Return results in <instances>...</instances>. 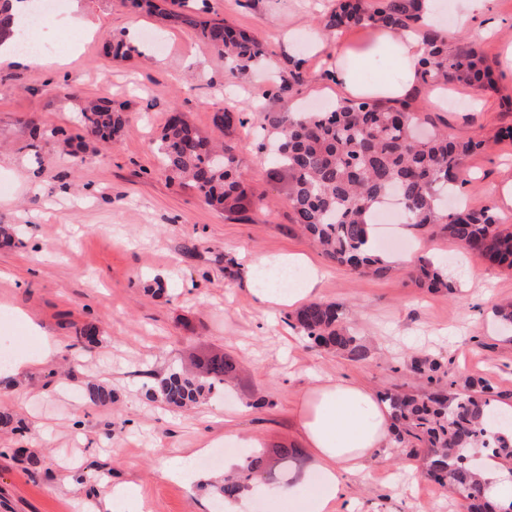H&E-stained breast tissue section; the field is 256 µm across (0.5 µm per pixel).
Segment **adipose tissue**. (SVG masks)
Listing matches in <instances>:
<instances>
[{"label": "adipose tissue", "mask_w": 512, "mask_h": 512, "mask_svg": "<svg viewBox=\"0 0 512 512\" xmlns=\"http://www.w3.org/2000/svg\"><path fill=\"white\" fill-rule=\"evenodd\" d=\"M426 50L420 34L377 29L360 44L340 42L331 68L341 96L401 100L417 87V68ZM391 64V73L363 78L360 65ZM297 424L304 448L313 459L318 479L310 493L295 497L283 486L257 483L250 493L225 500V512H245L249 494L272 493L287 503L288 512H332L346 499L347 484L368 472L369 461L392 445L387 408L366 387L342 376L315 386L301 398Z\"/></svg>", "instance_id": "obj_1"}]
</instances>
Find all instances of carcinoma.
Returning <instances> with one entry per match:
<instances>
[{
  "label": "carcinoma",
  "instance_id": "obj_1",
  "mask_svg": "<svg viewBox=\"0 0 512 512\" xmlns=\"http://www.w3.org/2000/svg\"><path fill=\"white\" fill-rule=\"evenodd\" d=\"M9 0H0V43L16 35L6 13ZM167 9L152 0H133L174 26L194 29L211 50L232 59L247 73L263 55L262 45L222 19H202L188 10V0H170ZM420 0H338L325 27L342 32L357 27H384L396 32L419 27ZM426 52L419 62L418 78L425 84L466 83L477 87L490 81L492 67L465 37L423 33ZM300 64L282 74L276 96L283 97L302 84ZM83 130L104 142L128 127L123 109L108 102H91L80 109ZM259 127L275 142V174L284 183L285 196L297 224L336 264L387 274L391 263L367 246L371 217L394 197L404 223L417 228L436 226L469 253L489 265L512 269V232L501 229L491 206L448 205V196L464 185L468 160L485 143L512 140V128L493 135L478 134L468 140L446 131L431 136L417 134L420 121L409 105H388L364 99L344 100L328 112H257ZM241 113L229 105L213 116L215 127L232 139L244 125ZM163 166L187 182L211 205L227 213H242L253 194L239 172V159L228 142L217 144L189 124L181 113L169 114L156 147ZM420 285L452 291L441 266L424 261ZM298 326L313 344L365 362L368 348L342 325L343 307L334 302L312 301L296 313ZM410 369L437 387L410 394L397 390L381 393L391 410L395 443L409 457L423 459V474L448 487L464 502L467 512H494L485 501L477 473L466 460L470 448H492L494 456L512 458V433L490 425L494 412L493 387L484 381L471 384L469 393L451 394L455 385L444 381L448 372L427 358L412 360ZM236 372L234 361L214 356L203 362L201 373L173 370L156 382L153 394L177 408H186L224 390ZM85 396L95 404L112 401V391L94 381L86 383ZM270 470L261 451L246 455L245 466L233 479L210 483L220 503L235 498L247 483Z\"/></svg>",
  "mask_w": 512,
  "mask_h": 512
}]
</instances>
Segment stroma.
<instances>
[{
	"label": "stroma",
	"mask_w": 512,
	"mask_h": 512,
	"mask_svg": "<svg viewBox=\"0 0 512 512\" xmlns=\"http://www.w3.org/2000/svg\"><path fill=\"white\" fill-rule=\"evenodd\" d=\"M94 34L76 43L62 20L38 30L40 42L65 40L63 64L47 71L0 69V224L17 229L0 245V336L14 351L37 354L42 335L53 336L54 365L35 366L0 381V512H81L112 484L140 485L144 512H214V499L196 481L162 477L172 458L202 445L223 460L243 456L225 439L234 431L259 439L265 449L298 446L300 397L318 378L346 376L379 392L421 390L412 358L441 362L466 392L485 379L497 405H512V326L497 308L512 302V271L462 253L452 240L402 224L390 233L401 247L377 243L394 262L385 276L336 265L291 220L272 179L273 166L252 125L234 141L245 180L264 200L227 214L204 203L193 189L170 179L154 149L170 112L221 138L212 118L224 102L239 111L254 103L298 111L339 101L326 73L336 33L321 21L336 0H193L208 18L225 20L265 47L261 64L245 76L215 55L195 30L169 27L128 0H81ZM498 28L477 38L493 63L492 86L448 85V103L433 107L417 89L415 110L451 136L512 127V68L504 50L512 43V0H491ZM133 35L129 58L116 59L113 36ZM299 62L305 81L287 99L273 93L278 75ZM110 98L131 118L129 132L105 144L78 122L83 101ZM60 126L73 135L74 155L55 141L32 140L30 122ZM462 194L471 207L494 206L512 225L499 186L512 180V141L489 143L473 155ZM304 255L318 271V300L344 307V322L371 351L358 363L313 346L294 312L259 304L250 294L247 267L265 257ZM235 258L236 276L224 273ZM447 264L455 293L431 291L416 280L415 260ZM478 276L465 280L467 271ZM25 311L21 321L14 311ZM94 324L96 344L74 345L77 329ZM215 353L231 357L236 378L222 395L182 410L150 398L156 375ZM106 384L110 404L86 401L88 380ZM405 451L374 457L371 475L351 482L359 512H464L460 501L421 471L406 472Z\"/></svg>",
	"instance_id": "stroma-1"
}]
</instances>
